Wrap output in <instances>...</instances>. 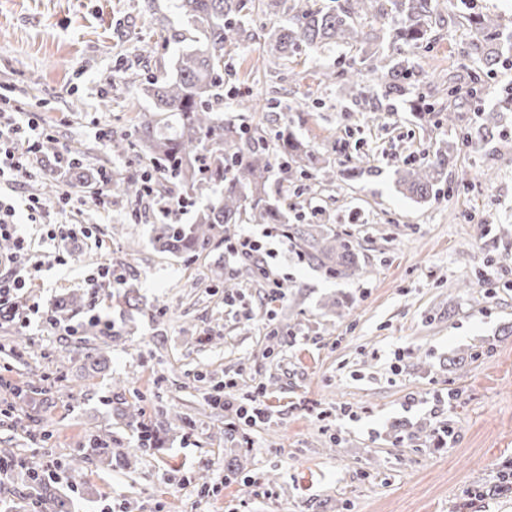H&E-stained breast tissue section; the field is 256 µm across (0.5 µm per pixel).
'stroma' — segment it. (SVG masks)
Wrapping results in <instances>:
<instances>
[{"mask_svg": "<svg viewBox=\"0 0 512 512\" xmlns=\"http://www.w3.org/2000/svg\"><path fill=\"white\" fill-rule=\"evenodd\" d=\"M475 12L512 19V0H440L428 43L408 52L416 81L403 100L369 83L359 105L342 84L321 85L322 71L345 68L342 47L306 48L288 64L272 58L263 32L275 17H257L227 49L225 87L277 106L240 114L228 96L225 117L270 134L289 129L336 171L330 183L273 176L272 203L289 223L349 234L357 276L335 279L299 262L268 224L235 225L256 244L249 257L223 245L164 255L151 244L154 205L116 199L102 209L94 193L61 182L70 202L50 222L89 223L94 237L59 246L47 224L21 226L31 248L10 267L34 278L20 300L39 307L23 330L35 346L0 351V398L5 384L42 374L54 400L46 407L35 396L19 408L20 424H1L0 453L65 464L81 455L85 434L104 430L137 447L139 431L121 415L137 404L146 422L168 409L190 425L159 426L154 448L128 465L85 464L76 491L56 484L71 512L105 502L112 512H512V495L475 493L512 462V112L500 106L512 69L496 68L470 99L477 64L464 19ZM180 25L176 0H0V85L56 151L77 148L89 168L136 174L96 132L132 135L149 106L142 87L175 51L160 32ZM147 43L157 52L144 63ZM451 73L463 90L460 121L422 123L416 104L447 105ZM447 142L457 148L439 194H400L396 169L430 161ZM58 246L64 264L34 270L37 255ZM103 263L116 265L123 285L70 317L77 335H56L43 313L86 292ZM252 264L266 278L248 275ZM274 279L283 290L272 303ZM127 283L139 301L132 312ZM335 300L338 315L327 308ZM103 346L109 363L89 376L83 354ZM224 381L239 399L265 388L266 422L252 426L235 408L212 405ZM421 426V439H410ZM201 469L203 484L194 480Z\"/></svg>", "mask_w": 512, "mask_h": 512, "instance_id": "1", "label": "stroma"}]
</instances>
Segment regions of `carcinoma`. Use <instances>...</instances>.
<instances>
[{"label": "carcinoma", "mask_w": 512, "mask_h": 512, "mask_svg": "<svg viewBox=\"0 0 512 512\" xmlns=\"http://www.w3.org/2000/svg\"><path fill=\"white\" fill-rule=\"evenodd\" d=\"M315 0H177L176 8L191 30H172L165 41L184 44L174 56L172 74H164L142 88L151 107L140 113L134 129L138 150L130 152L125 136H112L109 149L114 157L125 156L139 165L148 163L157 176L156 184L168 182L190 197L210 191L214 198L197 209L191 224L169 221L153 227L151 243L163 254L183 255L203 251L215 243L232 244V224H273L288 240L301 261L329 277L349 278L359 271L358 258L350 236L325 224H290L279 207L269 201V186L278 170L289 178L321 177L331 181L335 170L320 154L297 137L281 130L267 140L258 130L224 119V53L240 34L246 32L242 18L259 11L268 16H284L287 24L269 36L271 50L286 59L300 46H345L362 56L342 72L322 73L321 83L332 85L341 78L349 93L357 98L371 80L385 95H407L415 76L405 48L419 46L429 39L438 0H328L321 7ZM371 16L384 29L383 40L397 50L385 53L384 46L370 45V34L359 19ZM472 31L470 48L482 54L484 66L496 64L497 56L486 50L488 42L499 38L506 28L502 17L475 13L467 18ZM460 88L456 76L448 74V112L427 108L421 121H446L453 126ZM240 112H259L270 108L250 94L236 97ZM453 147L435 152L434 158L417 166L396 171L398 191L410 199H425L434 194L448 175ZM70 178L78 184L96 186L103 182V171L86 173L80 159L68 166ZM144 193L141 178H115L112 197L138 199ZM83 295L72 292L59 298L48 314L59 321L81 308ZM97 457L119 462L143 453L151 441L136 448L112 447V435L95 432L88 438ZM40 495L50 500L56 512H69V499L47 485L38 486Z\"/></svg>", "instance_id": "1"}]
</instances>
